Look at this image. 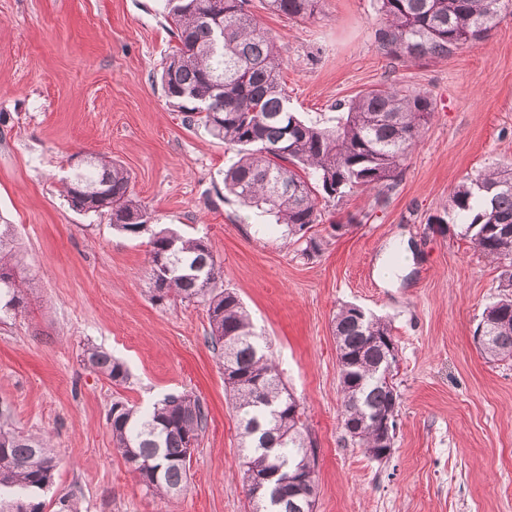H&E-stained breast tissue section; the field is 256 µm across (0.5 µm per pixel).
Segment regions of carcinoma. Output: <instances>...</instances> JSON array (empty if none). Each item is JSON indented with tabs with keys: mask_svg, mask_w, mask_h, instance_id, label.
<instances>
[{
	"mask_svg": "<svg viewBox=\"0 0 512 512\" xmlns=\"http://www.w3.org/2000/svg\"><path fill=\"white\" fill-rule=\"evenodd\" d=\"M289 19L313 17L321 0H267ZM381 22L374 40L385 54L410 62L480 46L512 0H376ZM176 45L159 79L170 106L188 126L203 127L236 150L224 171V188L244 205L262 210L284 236L312 258L323 242L311 234L320 223L318 198L341 201L374 191L385 199L401 181L405 162L434 114L431 98L395 84L361 92L343 105L333 127L301 119L288 106L281 82L278 38L249 10V0H166ZM130 172L99 155L64 182L70 207L109 217L120 233L138 235L148 213L131 190ZM447 218L460 226L485 259L502 268L503 293L486 307L476 333L490 361L512 360V163L490 164L449 196ZM445 218V219H447ZM436 218L438 229L449 230ZM12 225L0 224V312L20 307L22 284L12 252ZM148 274L158 302L196 303L207 314V342L219 352L226 396L240 429L247 512H314L317 457L300 403L282 381L265 337L258 334L237 294L223 287V265L203 237L161 229L149 240ZM336 339L341 423L363 449L383 444L385 419L398 416V355H388V321L356 316L353 304L332 318ZM82 362L116 386L128 382L121 361L100 347L83 350ZM209 411L190 393L168 394L149 408L112 403L114 449L139 484L165 499L188 482L194 448ZM0 409V512H41L42 493L53 485L56 461L46 440L10 426Z\"/></svg>",
	"mask_w": 512,
	"mask_h": 512,
	"instance_id": "1",
	"label": "carcinoma"
}]
</instances>
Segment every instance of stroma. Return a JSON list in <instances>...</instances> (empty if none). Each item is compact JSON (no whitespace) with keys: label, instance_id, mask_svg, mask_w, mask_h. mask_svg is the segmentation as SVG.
<instances>
[{"label":"stroma","instance_id":"35a3bbf8","mask_svg":"<svg viewBox=\"0 0 512 512\" xmlns=\"http://www.w3.org/2000/svg\"><path fill=\"white\" fill-rule=\"evenodd\" d=\"M250 11L278 38L290 107L334 126L340 104L388 83L427 93L435 112L384 202L359 192L320 203L322 252L303 259L269 215L224 190L234 154L182 124L157 74L172 37L163 0H0V224L14 227L25 307L0 317V402L18 430L50 440L59 464L44 512H245L237 420L207 344L202 306L155 303L148 234L74 211L60 181L69 159L112 156L130 171L152 229L205 237L317 448L315 512H512V361L490 363L474 339L501 270L429 219L455 187L512 161V14L485 45L419 62L374 42V0H322L307 20ZM340 232H332V225ZM413 256L396 281L380 262ZM354 303L390 321L398 345L399 427L387 460L347 440L340 422L331 319ZM95 345L121 359L115 386L82 362ZM191 392L209 410L185 490L149 494L112 444L114 401L148 406Z\"/></svg>","mask_w":512,"mask_h":512}]
</instances>
